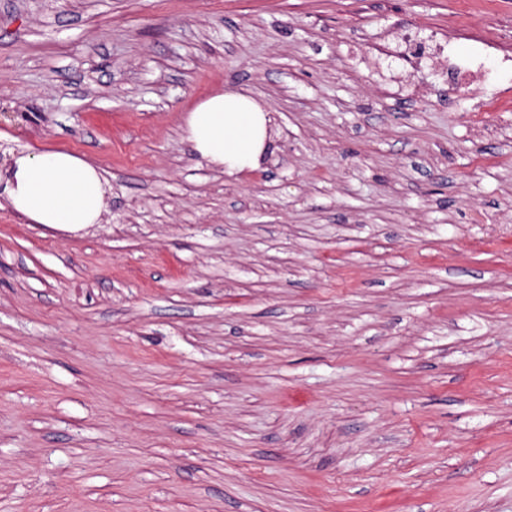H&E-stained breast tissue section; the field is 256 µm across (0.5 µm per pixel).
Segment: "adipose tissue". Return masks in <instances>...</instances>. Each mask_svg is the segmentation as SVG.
Instances as JSON below:
<instances>
[{
	"mask_svg": "<svg viewBox=\"0 0 512 512\" xmlns=\"http://www.w3.org/2000/svg\"><path fill=\"white\" fill-rule=\"evenodd\" d=\"M270 122L253 97L227 89L190 110L184 131L203 160L232 175L260 166L273 146ZM0 190L31 222L69 230L99 223L108 206L98 168L66 151L15 157L0 172Z\"/></svg>",
	"mask_w": 512,
	"mask_h": 512,
	"instance_id": "obj_1",
	"label": "adipose tissue"
}]
</instances>
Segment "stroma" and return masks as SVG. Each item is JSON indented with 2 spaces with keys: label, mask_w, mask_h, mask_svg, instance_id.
I'll use <instances>...</instances> for the list:
<instances>
[{
  "label": "stroma",
  "mask_w": 512,
  "mask_h": 512,
  "mask_svg": "<svg viewBox=\"0 0 512 512\" xmlns=\"http://www.w3.org/2000/svg\"><path fill=\"white\" fill-rule=\"evenodd\" d=\"M56 150L108 210L0 192V512H512V0H0V169ZM448 61L456 72L458 78L470 87H477L490 80V73L487 72L478 58L451 59V46L448 45ZM270 122L269 112L253 97L227 89L187 112L184 131L203 160L232 175L260 166L273 146ZM12 207L34 224L80 229L99 224L107 186L99 169L66 151L25 153L0 172Z\"/></svg>",
  "instance_id": "stroma-1"
}]
</instances>
